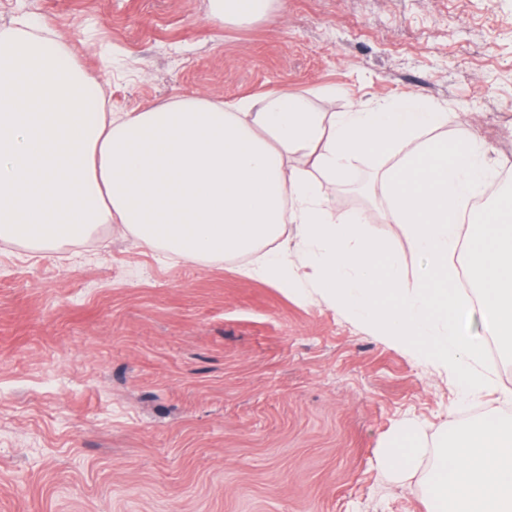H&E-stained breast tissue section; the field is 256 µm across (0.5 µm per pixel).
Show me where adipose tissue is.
Instances as JSON below:
<instances>
[{
    "label": "adipose tissue",
    "mask_w": 512,
    "mask_h": 512,
    "mask_svg": "<svg viewBox=\"0 0 512 512\" xmlns=\"http://www.w3.org/2000/svg\"><path fill=\"white\" fill-rule=\"evenodd\" d=\"M276 12L275 0H210L223 24H271ZM468 123L416 98L319 112L288 90L109 114L60 41L6 30L0 242L50 257L87 240L107 245L106 228L188 263L243 256L242 276L313 291L477 399L499 388L482 366L485 336L512 340V188L476 206L493 169ZM368 156L385 162L379 206L337 208L332 188ZM378 221L403 225L424 260L416 274L374 237ZM302 267L314 270L311 284ZM461 273L480 294L485 335L455 288ZM378 464L399 478L427 470L428 512H512L511 418L479 417L436 450L400 424L380 441Z\"/></svg>",
    "instance_id": "1"
}]
</instances>
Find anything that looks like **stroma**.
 Here are the masks:
<instances>
[{
    "mask_svg": "<svg viewBox=\"0 0 512 512\" xmlns=\"http://www.w3.org/2000/svg\"><path fill=\"white\" fill-rule=\"evenodd\" d=\"M217 25L209 0H0V31L46 19L107 110L291 90L329 112L413 95L472 118L512 165V0H280ZM381 167L365 158L336 192ZM113 234L50 258L0 244V512H427L426 473L377 467L401 423L429 444L505 398L459 404L413 352L323 304Z\"/></svg>",
    "mask_w": 512,
    "mask_h": 512,
    "instance_id": "1",
    "label": "stroma"
}]
</instances>
